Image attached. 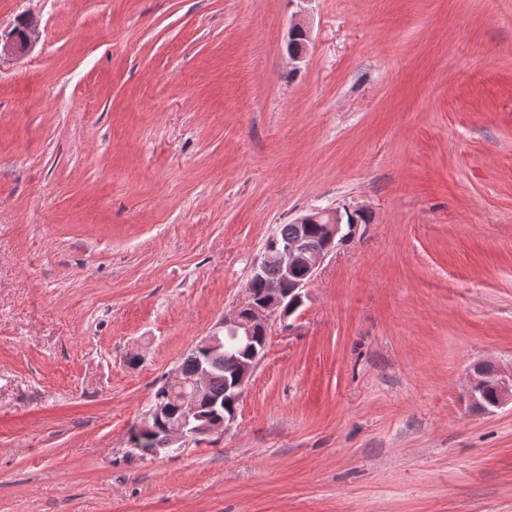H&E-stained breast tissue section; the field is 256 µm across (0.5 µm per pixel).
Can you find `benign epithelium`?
I'll return each mask as SVG.
<instances>
[{
  "label": "benign epithelium",
  "mask_w": 512,
  "mask_h": 512,
  "mask_svg": "<svg viewBox=\"0 0 512 512\" xmlns=\"http://www.w3.org/2000/svg\"><path fill=\"white\" fill-rule=\"evenodd\" d=\"M27 20L28 28L24 42L17 41L11 31L4 35L0 34V58L22 57L33 51L40 40L39 23L30 16ZM293 223L321 225L323 246L319 249L310 248L304 235L288 243L265 245L252 264L249 277L260 278L265 266L275 262L285 274L299 265L303 266L302 279L295 281L292 288L288 290L283 289L279 284L266 285L263 297L258 302L255 301L251 290H245L232 309L225 313L206 335L195 342L196 349L208 351L219 348L224 345L226 335L241 343H250L259 332L270 331L274 322L286 323L303 305L304 298L308 296V287L317 278L325 259L352 240V237L345 236L340 206L314 209L298 216ZM263 357L264 353L256 351L247 360L235 361L237 395L243 394L249 378ZM165 383L185 396L182 415L168 422L165 428L157 433L153 423L162 418L166 408L160 403L149 406L138 423V430L150 436L148 454L155 457L162 453L174 452L189 439L199 440L222 434L234 423L236 413L215 415L209 411L208 406L202 404V399L206 396L204 372H199L194 379L189 380L184 378L176 367L166 375ZM486 389L494 391L495 406L512 403V373L504 376L495 369L490 375L485 376L480 373V368H475L469 384L470 400L475 404L479 403V394Z\"/></svg>",
  "instance_id": "7a95c632"
}]
</instances>
